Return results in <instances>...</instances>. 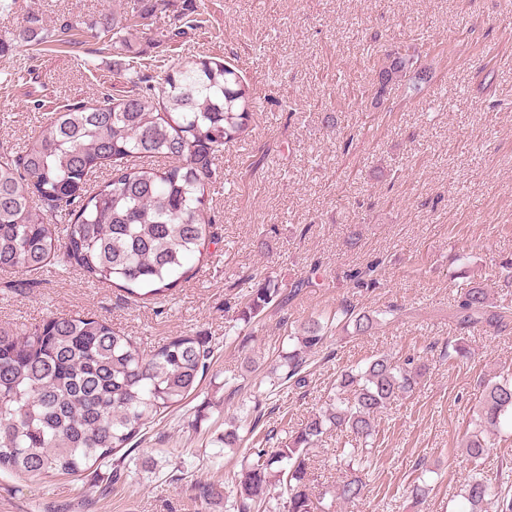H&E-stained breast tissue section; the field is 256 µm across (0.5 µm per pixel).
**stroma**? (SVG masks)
Listing matches in <instances>:
<instances>
[{"label": "stroma", "instance_id": "35a3bbf8", "mask_svg": "<svg viewBox=\"0 0 512 512\" xmlns=\"http://www.w3.org/2000/svg\"><path fill=\"white\" fill-rule=\"evenodd\" d=\"M196 3L203 26L158 52L157 34L178 23L169 7L137 34L134 57L106 37L33 46L20 36L32 15L54 30L123 15L134 0H16L0 11V38L12 42L0 56V149L22 147L47 109L129 89L132 64L149 74L189 57L231 61L256 102L250 139L214 161L206 208L221 243L181 288L133 302L57 259L32 288L26 273H0V326L90 314L147 352L181 334L214 349L197 391L136 443L120 481L108 466L46 478L0 469V512H224L203 510L198 484L233 489L244 457L278 447L318 412L339 371L390 351L415 352L429 369L411 398L378 415V464L354 512H463L468 475L512 470L510 427L480 462L461 451L481 379L512 367V326L464 329L455 317L459 295L478 284L493 304L512 302L499 275L512 261V0ZM399 47L415 50L430 79L417 93L396 83L374 102L377 68ZM374 263L378 287H354L352 273ZM260 271L287 289L311 285L244 326L237 301ZM346 305L379 323L364 335L335 330L306 385L281 390L239 448H221L226 423L270 389L290 332ZM462 342L470 358L456 356ZM249 357L259 362L251 373ZM340 448L332 431L313 448L316 494L344 473ZM420 462L429 492L418 501Z\"/></svg>", "mask_w": 512, "mask_h": 512}]
</instances>
